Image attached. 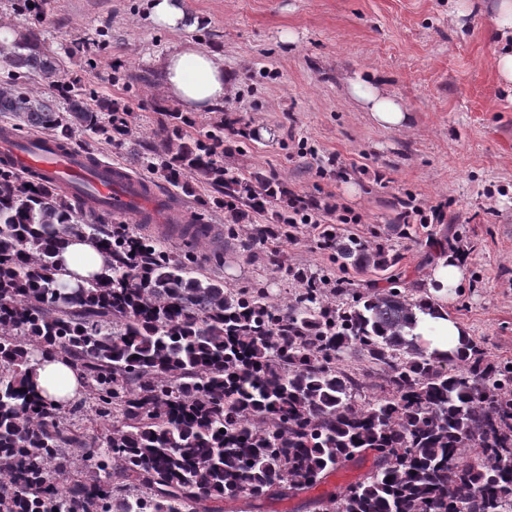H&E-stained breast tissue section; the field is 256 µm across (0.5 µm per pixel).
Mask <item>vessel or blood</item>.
<instances>
[{
  "instance_id": "b4317fda",
  "label": "vessel or blood",
  "mask_w": 512,
  "mask_h": 512,
  "mask_svg": "<svg viewBox=\"0 0 512 512\" xmlns=\"http://www.w3.org/2000/svg\"><path fill=\"white\" fill-rule=\"evenodd\" d=\"M0 160L26 175H39L53 186L64 185L89 205L115 216L136 213L149 230L177 236L190 211L163 189L125 169L49 136H0Z\"/></svg>"
}]
</instances>
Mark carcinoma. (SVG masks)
I'll list each match as a JSON object with an SVG mask.
<instances>
[{"label": "carcinoma", "mask_w": 512, "mask_h": 512, "mask_svg": "<svg viewBox=\"0 0 512 512\" xmlns=\"http://www.w3.org/2000/svg\"><path fill=\"white\" fill-rule=\"evenodd\" d=\"M0 58L47 90L0 88L10 130L126 134L112 103L65 80L35 29L0 41ZM182 123L166 110L165 159L146 166L175 184L206 181L235 224L241 206L278 197L274 223L253 225L251 240L292 237L288 191L224 168V125L188 137ZM72 238L105 264L69 287L57 256ZM323 241L344 271L398 262L334 227ZM294 277L305 288L283 305L228 291L200 276L192 252L90 217L79 195L0 163V512H223L226 498L289 499L369 457L356 481L310 500L314 512H512V364L471 338L446 359L417 348L404 329L424 304L393 284L339 306L322 281ZM38 353L86 381L100 434L41 398Z\"/></svg>", "instance_id": "carcinoma-1"}]
</instances>
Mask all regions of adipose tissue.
<instances>
[{"instance_id": "ef3b65f1", "label": "adipose tissue", "mask_w": 512, "mask_h": 512, "mask_svg": "<svg viewBox=\"0 0 512 512\" xmlns=\"http://www.w3.org/2000/svg\"><path fill=\"white\" fill-rule=\"evenodd\" d=\"M488 8L499 41L494 58L496 72L504 84L512 86V0H490ZM162 80L169 98L185 112H206L222 106L231 87V79L224 72L223 57L191 42L165 56ZM348 92L379 125L390 129L407 126L409 116L404 106L377 85L356 78L350 80ZM59 259L65 280L72 284L100 271L103 265L95 246L79 239L71 240ZM464 274L461 260L448 254L437 259L425 282V297L430 307L417 312L415 324L407 335L427 353L440 356L454 353L465 339V327L447 313L448 301ZM34 366L40 394L47 402L62 407L81 397L83 380L69 361L40 354Z\"/></svg>"}]
</instances>
